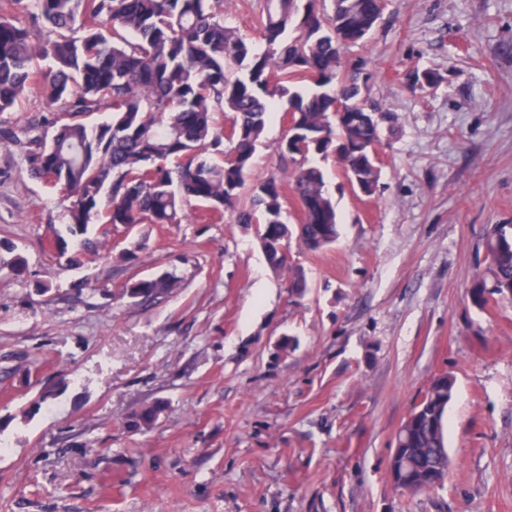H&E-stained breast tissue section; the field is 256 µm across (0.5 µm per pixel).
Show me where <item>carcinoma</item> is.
Masks as SVG:
<instances>
[{"instance_id":"cac0c4a2","label":"carcinoma","mask_w":512,"mask_h":512,"mask_svg":"<svg viewBox=\"0 0 512 512\" xmlns=\"http://www.w3.org/2000/svg\"><path fill=\"white\" fill-rule=\"evenodd\" d=\"M331 2V8L325 3ZM382 0H264L258 31L262 44L224 22L215 0H35L30 26L15 24L13 11L25 0H0V113L12 112L22 95L39 94L50 114V140L38 138L26 169L69 201L67 232L86 233L88 224H178L191 205L203 224L224 220L254 224L257 234L293 238L306 250L326 249L339 238L335 205L323 170L311 163L331 157L344 174H354L375 191L379 169L371 150L383 118L367 104L372 75L359 80L365 61L349 60L343 49L362 48ZM409 88L441 77L410 71ZM347 101L338 116L336 95ZM286 101L306 154L288 153V137L277 145L292 171L250 181L255 156L276 103ZM111 112L108 121L86 118ZM232 114L242 132L224 138L219 117ZM235 160L226 161V153ZM300 204L294 225L284 219V189ZM101 241L83 237L78 263L99 254ZM25 272V260L0 242V270ZM289 288L303 296V273L288 267ZM178 287L169 272L133 277L125 293L153 302ZM473 306L512 298V231L494 226L484 258L468 289ZM454 381L436 377L414 417L403 422L389 469L392 482L409 492L444 483L448 470L443 418ZM159 403L132 415L131 425H150Z\"/></svg>"}]
</instances>
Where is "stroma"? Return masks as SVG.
Returning a JSON list of instances; mask_svg holds the SVG:
<instances>
[{"label": "stroma", "mask_w": 512, "mask_h": 512, "mask_svg": "<svg viewBox=\"0 0 512 512\" xmlns=\"http://www.w3.org/2000/svg\"><path fill=\"white\" fill-rule=\"evenodd\" d=\"M362 55L393 115L378 187L322 161L340 238L289 243L300 299L255 225L191 214L67 264L50 245L67 202L25 170L37 93L0 114V239L26 260L0 272V512H512V300L468 297L488 229L512 224V0H385ZM413 68L440 83L411 92ZM285 131L274 113L254 177L279 173ZM160 270L169 294H124ZM442 374L452 465L408 495L395 436Z\"/></svg>", "instance_id": "35a3bbf8"}]
</instances>
